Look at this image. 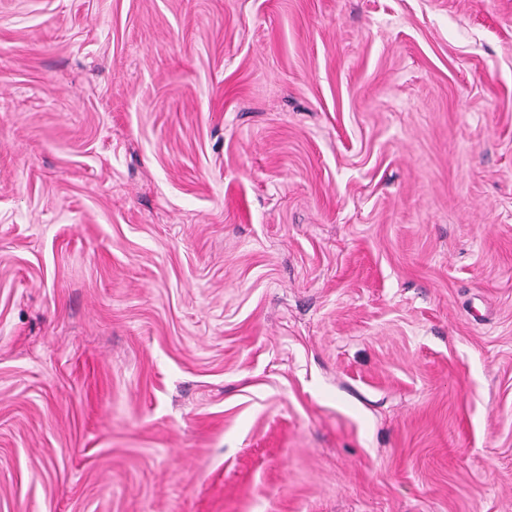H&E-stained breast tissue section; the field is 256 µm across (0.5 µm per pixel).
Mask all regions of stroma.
<instances>
[{"instance_id":"obj_1","label":"stroma","mask_w":512,"mask_h":512,"mask_svg":"<svg viewBox=\"0 0 512 512\" xmlns=\"http://www.w3.org/2000/svg\"><path fill=\"white\" fill-rule=\"evenodd\" d=\"M0 512H512V0H0Z\"/></svg>"}]
</instances>
